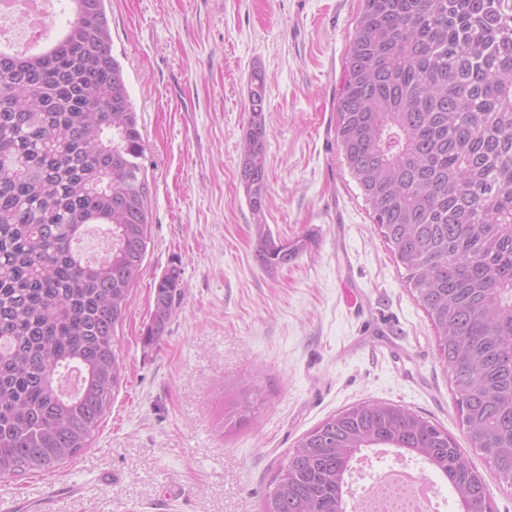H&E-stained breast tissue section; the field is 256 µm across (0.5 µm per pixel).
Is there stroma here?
Listing matches in <instances>:
<instances>
[{
    "mask_svg": "<svg viewBox=\"0 0 512 512\" xmlns=\"http://www.w3.org/2000/svg\"><path fill=\"white\" fill-rule=\"evenodd\" d=\"M147 150L151 237L118 331L124 378L90 448L50 474L0 479L13 512H259L296 441L363 401L422 414L502 482L461 426L406 271L336 140L361 0H105ZM262 70L265 222L312 235L274 272L255 261L240 183L248 79ZM181 273L165 336L145 346L153 286ZM263 399L229 424L243 383Z\"/></svg>",
    "mask_w": 512,
    "mask_h": 512,
    "instance_id": "stroma-1",
    "label": "stroma"
}]
</instances>
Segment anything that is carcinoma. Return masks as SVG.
Instances as JSON below:
<instances>
[{"label": "carcinoma", "instance_id": "cac0c4a2", "mask_svg": "<svg viewBox=\"0 0 512 512\" xmlns=\"http://www.w3.org/2000/svg\"><path fill=\"white\" fill-rule=\"evenodd\" d=\"M35 51H0V479L58 469L89 447L124 374L117 329L150 237L146 151L105 0ZM266 82L249 79L240 182L258 264L308 239L274 238ZM336 136L372 219L436 333L465 433L512 483V0H363L345 62ZM98 227L97 262L78 249ZM182 297L172 268L143 332L159 342ZM395 448L426 463L462 512H494L448 432L361 402L295 444L260 512H346L353 461Z\"/></svg>", "mask_w": 512, "mask_h": 512}]
</instances>
